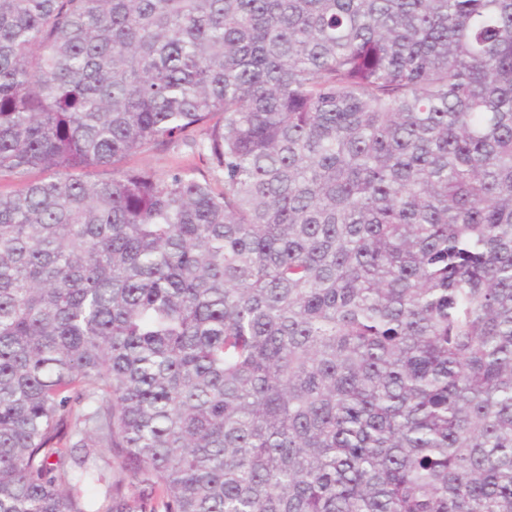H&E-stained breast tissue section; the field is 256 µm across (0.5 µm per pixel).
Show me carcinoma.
I'll use <instances>...</instances> for the list:
<instances>
[{
    "label": "carcinoma",
    "mask_w": 512,
    "mask_h": 512,
    "mask_svg": "<svg viewBox=\"0 0 512 512\" xmlns=\"http://www.w3.org/2000/svg\"><path fill=\"white\" fill-rule=\"evenodd\" d=\"M2 177L0 512H512V0H0ZM152 168L158 172H167L174 168H198L206 171V166L198 154L185 144H171L151 152L135 153L127 156L114 168L111 166L91 168L84 172L85 179L90 181L104 180L118 176L121 172L131 169Z\"/></svg>",
    "instance_id": "1"
}]
</instances>
